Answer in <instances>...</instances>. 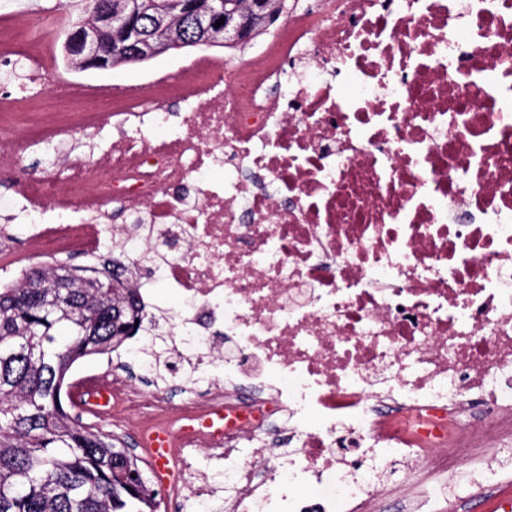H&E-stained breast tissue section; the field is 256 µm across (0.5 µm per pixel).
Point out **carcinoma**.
Here are the masks:
<instances>
[{"mask_svg":"<svg viewBox=\"0 0 512 512\" xmlns=\"http://www.w3.org/2000/svg\"><path fill=\"white\" fill-rule=\"evenodd\" d=\"M35 270L0 286V512H157L140 459L61 400L73 364L109 354L148 319L122 280L73 284L69 301L33 293Z\"/></svg>","mask_w":512,"mask_h":512,"instance_id":"obj_1","label":"carcinoma"}]
</instances>
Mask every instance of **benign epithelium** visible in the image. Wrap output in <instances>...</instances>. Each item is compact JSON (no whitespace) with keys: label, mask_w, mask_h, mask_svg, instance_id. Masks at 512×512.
<instances>
[{"label":"benign epithelium","mask_w":512,"mask_h":512,"mask_svg":"<svg viewBox=\"0 0 512 512\" xmlns=\"http://www.w3.org/2000/svg\"><path fill=\"white\" fill-rule=\"evenodd\" d=\"M178 16L196 26L202 38L186 36L172 23L164 0H95L80 28L67 32L63 48L82 70L140 64L172 50L244 44L252 35L249 17L224 9L222 0H181ZM224 24L215 26L220 18Z\"/></svg>","instance_id":"obj_1"}]
</instances>
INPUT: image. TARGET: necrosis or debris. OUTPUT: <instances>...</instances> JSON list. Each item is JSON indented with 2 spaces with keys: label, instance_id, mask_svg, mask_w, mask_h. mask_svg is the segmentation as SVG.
Returning <instances> with one entry per match:
<instances>
[{
  "label": "necrosis or debris",
  "instance_id": "1",
  "mask_svg": "<svg viewBox=\"0 0 512 512\" xmlns=\"http://www.w3.org/2000/svg\"><path fill=\"white\" fill-rule=\"evenodd\" d=\"M287 17L252 59L70 95L37 18L1 10L0 65L33 78L0 91V165L53 163L0 205L28 243L0 233V273L112 251L140 292L190 300L165 368L223 360L205 396L73 378L171 433L182 506L214 494L205 457L223 512H379L399 463L412 512L492 490L512 512V0H288ZM79 130L93 161L55 165Z\"/></svg>",
  "mask_w": 512,
  "mask_h": 512
}]
</instances>
